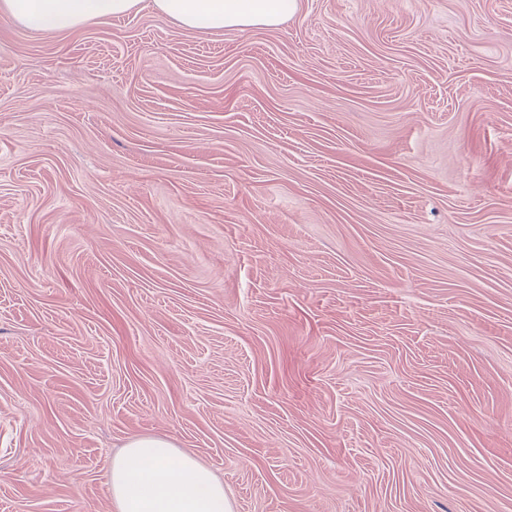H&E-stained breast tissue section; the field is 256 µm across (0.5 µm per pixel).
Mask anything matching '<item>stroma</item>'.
I'll return each mask as SVG.
<instances>
[{
    "instance_id": "stroma-1",
    "label": "stroma",
    "mask_w": 512,
    "mask_h": 512,
    "mask_svg": "<svg viewBox=\"0 0 512 512\" xmlns=\"http://www.w3.org/2000/svg\"><path fill=\"white\" fill-rule=\"evenodd\" d=\"M133 435L233 512H512V0L0 13V512H115ZM141 2L142 0H2L0 12L30 30L59 33L130 13ZM159 15L194 31L276 28L293 17L298 0H151Z\"/></svg>"
}]
</instances>
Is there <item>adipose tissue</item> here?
Listing matches in <instances>:
<instances>
[{
	"label": "adipose tissue",
	"mask_w": 512,
	"mask_h": 512,
	"mask_svg": "<svg viewBox=\"0 0 512 512\" xmlns=\"http://www.w3.org/2000/svg\"><path fill=\"white\" fill-rule=\"evenodd\" d=\"M141 0H0V12L26 28L66 32L135 10ZM159 15L194 31L275 28L299 0H152ZM116 512H232L224 484L168 440L135 436L110 463Z\"/></svg>",
	"instance_id": "ef3b65f1"
}]
</instances>
